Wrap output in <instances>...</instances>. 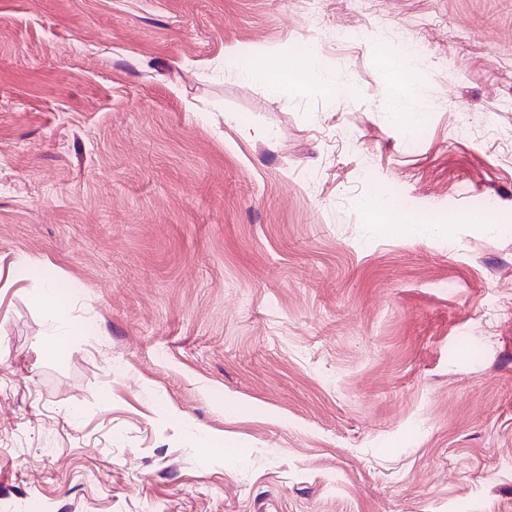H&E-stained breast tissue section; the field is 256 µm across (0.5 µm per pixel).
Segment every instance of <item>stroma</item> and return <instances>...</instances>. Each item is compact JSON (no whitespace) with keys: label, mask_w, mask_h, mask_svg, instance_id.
Wrapping results in <instances>:
<instances>
[{"label":"stroma","mask_w":512,"mask_h":512,"mask_svg":"<svg viewBox=\"0 0 512 512\" xmlns=\"http://www.w3.org/2000/svg\"><path fill=\"white\" fill-rule=\"evenodd\" d=\"M510 306L512 0H0V512H512ZM318 61L313 54L301 58H287L281 65L273 69L253 70V75L270 85L275 90L288 88V85H303V78L308 70L317 67ZM367 216L372 224H379L384 230L403 234L406 237H418L420 224H432L430 221L407 224L402 208L386 198L373 196L367 208ZM40 303L50 316H57L65 313L70 306V296L62 291L55 283H45ZM94 328L91 324L74 322L72 323L67 332L60 336H55L51 343L50 349L53 353L59 354L61 351H66L71 342L79 336H90L93 335Z\"/></svg>","instance_id":"1"}]
</instances>
